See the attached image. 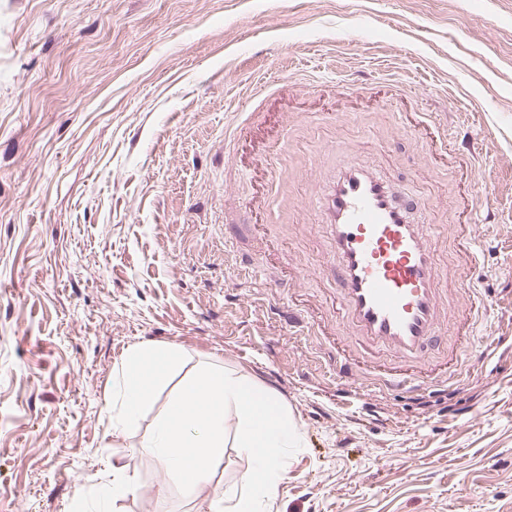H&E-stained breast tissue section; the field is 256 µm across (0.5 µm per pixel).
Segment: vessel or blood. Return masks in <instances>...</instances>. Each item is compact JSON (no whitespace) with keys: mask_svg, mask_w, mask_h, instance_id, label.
<instances>
[{"mask_svg":"<svg viewBox=\"0 0 512 512\" xmlns=\"http://www.w3.org/2000/svg\"><path fill=\"white\" fill-rule=\"evenodd\" d=\"M309 210L321 222L332 259L341 315L333 322L343 348L385 355L394 367L386 382L431 381V359L459 362L475 337L479 311L444 288L435 225L415 220V198L368 166L337 170L328 191L310 195ZM456 247V271L469 287L479 246L464 224L448 222ZM336 373L363 385L374 372L345 358Z\"/></svg>","mask_w":512,"mask_h":512,"instance_id":"b4317fda","label":"vessel or blood"}]
</instances>
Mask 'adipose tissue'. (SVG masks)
Masks as SVG:
<instances>
[{
	"label": "adipose tissue",
	"mask_w": 512,
	"mask_h": 512,
	"mask_svg": "<svg viewBox=\"0 0 512 512\" xmlns=\"http://www.w3.org/2000/svg\"><path fill=\"white\" fill-rule=\"evenodd\" d=\"M179 362V352L172 349L140 347L131 352L123 370L116 431H124L151 402L155 385ZM229 430L239 452L252 463L239 488L213 480ZM302 441V432L282 405L220 369L186 381L143 434L140 446L177 478L187 498L208 499L213 512H255L286 473L284 449Z\"/></svg>",
	"instance_id": "obj_1"
}]
</instances>
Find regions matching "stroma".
I'll list each match as a JSON object with an SVG mask.
<instances>
[{
  "instance_id": "1",
  "label": "stroma",
  "mask_w": 512,
  "mask_h": 512,
  "mask_svg": "<svg viewBox=\"0 0 512 512\" xmlns=\"http://www.w3.org/2000/svg\"><path fill=\"white\" fill-rule=\"evenodd\" d=\"M334 140L430 223L487 213L448 383L348 392L297 324L340 313L306 207ZM140 346L182 360L116 435ZM207 366L304 433L264 512H512V0H0V512H96L116 465L148 488L118 512H210L138 448Z\"/></svg>"
}]
</instances>
